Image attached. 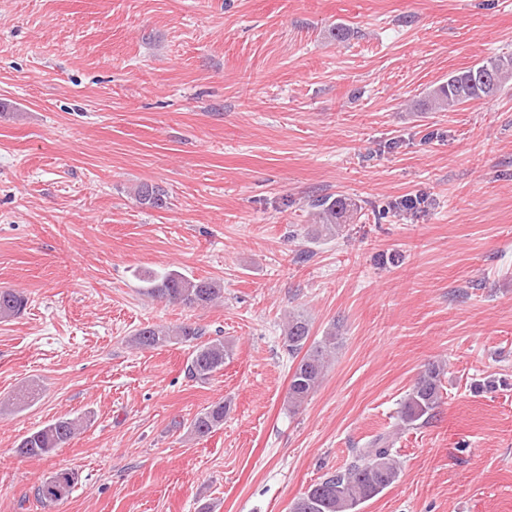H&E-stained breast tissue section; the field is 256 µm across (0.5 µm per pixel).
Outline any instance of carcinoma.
<instances>
[{"instance_id":"cac0c4a2","label":"carcinoma","mask_w":512,"mask_h":512,"mask_svg":"<svg viewBox=\"0 0 512 512\" xmlns=\"http://www.w3.org/2000/svg\"><path fill=\"white\" fill-rule=\"evenodd\" d=\"M512 85V54L490 56L480 63L448 76V81L433 89L428 96L430 108L454 112L473 100H491ZM141 204L150 208L166 206V193L159 186L142 184L137 189ZM321 230L335 236L347 213L342 198L317 199L311 204ZM145 293L169 303L188 308H207L223 297L221 282L212 279H190L177 271L161 274L147 271L142 279ZM28 298L20 291H0V322L19 316ZM201 330L189 324L175 329L144 327L132 336L137 348H159L172 343H186L192 351L187 359L189 378L205 382L224 369L232 356V347L220 338L200 342ZM310 339V324L301 314H290L283 326V345L293 366L288 386V407L295 411L304 405L320 386L326 369L338 347L336 331L326 333L319 341ZM443 366L432 363L420 373L402 404L400 421L404 427L426 424L434 417L442 400ZM227 404L218 401L194 417L190 432L199 438L218 430L224 424ZM78 419L59 418L55 422L25 435L16 452L28 458H41L64 447L80 430ZM401 471L392 453L390 435H374L364 448L355 449L353 460L343 470L325 475L292 502L290 512H357L358 507L392 486ZM76 481L71 470H59L43 480L35 496L45 506L56 505L68 498Z\"/></svg>"}]
</instances>
